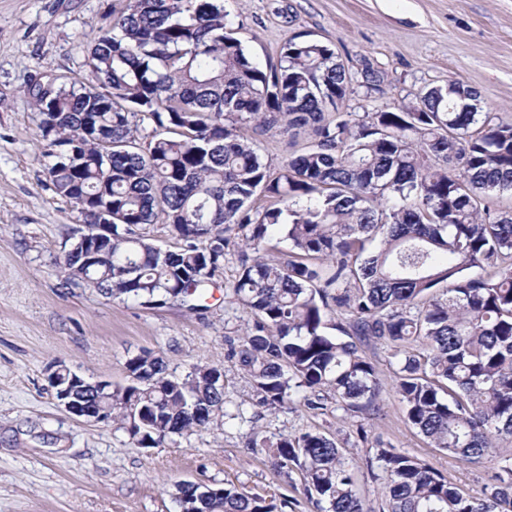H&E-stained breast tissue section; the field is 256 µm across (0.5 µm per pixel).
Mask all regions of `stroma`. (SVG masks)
<instances>
[{
  "label": "stroma",
  "instance_id": "1",
  "mask_svg": "<svg viewBox=\"0 0 512 512\" xmlns=\"http://www.w3.org/2000/svg\"><path fill=\"white\" fill-rule=\"evenodd\" d=\"M224 7L259 63L277 60L300 33L333 48L354 73L343 111H394L413 105L424 88L459 79L478 91L485 111L512 123V0H225ZM111 8L112 0H0V512H178L172 493L182 481H229L287 501L286 512H316L298 472H277L265 453L248 446L256 432L309 429L332 435L359 462L368 512L385 504L362 467L377 438L482 497L497 461L474 465L432 448L406 421L381 347L367 350L383 406L370 424L332 405L257 406L249 376L230 355L231 340L252 322L226 299L239 270V240L231 241L221 278L194 311L63 286V233L81 217L48 187L40 115L24 90L39 73L85 77L87 40ZM366 61L382 76L379 89L363 84ZM142 350L162 355L178 375L197 364L221 368L225 417L208 431L144 450L116 425L73 417L48 386L56 361L90 380L123 384L127 358Z\"/></svg>",
  "mask_w": 512,
  "mask_h": 512
}]
</instances>
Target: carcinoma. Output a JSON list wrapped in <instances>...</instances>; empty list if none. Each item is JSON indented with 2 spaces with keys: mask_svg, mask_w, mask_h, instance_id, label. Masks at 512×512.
<instances>
[{
  "mask_svg": "<svg viewBox=\"0 0 512 512\" xmlns=\"http://www.w3.org/2000/svg\"><path fill=\"white\" fill-rule=\"evenodd\" d=\"M88 78L43 74L26 92L42 116L49 189L82 222L112 211L92 265L62 258L63 285L143 303L201 299L244 242L232 303L253 317L231 347L266 409L381 415L387 348L407 422L450 457L499 459L474 498L429 462L376 442L366 468L387 512H512V124L459 80L427 87L413 112H340L352 78L331 47L297 34L262 67L227 28L224 0H116L90 39ZM306 133L279 164L257 136ZM260 197L272 204L258 208ZM162 223L164 249L145 233ZM280 226L288 252L261 254ZM379 241L371 250L368 245ZM479 268L485 275L471 277ZM336 316L327 332V318ZM112 392V423L136 448L225 416L221 369L170 372L141 350ZM277 472L297 471L318 512H364L357 465L319 431L254 435ZM196 512H277L222 486Z\"/></svg>",
  "mask_w": 512,
  "mask_h": 512,
  "instance_id": "cac0c4a2",
  "label": "carcinoma"
}]
</instances>
